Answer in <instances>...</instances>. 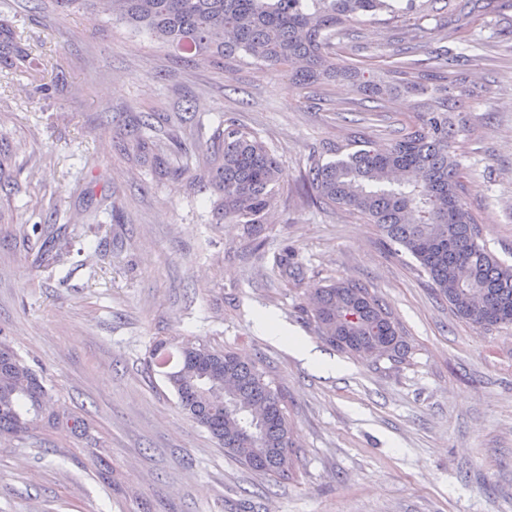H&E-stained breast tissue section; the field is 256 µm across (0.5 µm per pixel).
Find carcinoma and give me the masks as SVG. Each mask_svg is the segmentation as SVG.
Returning a JSON list of instances; mask_svg holds the SVG:
<instances>
[{"label": "carcinoma", "mask_w": 512, "mask_h": 512, "mask_svg": "<svg viewBox=\"0 0 512 512\" xmlns=\"http://www.w3.org/2000/svg\"><path fill=\"white\" fill-rule=\"evenodd\" d=\"M61 12L99 7L112 20L145 31L163 46L184 51L196 65L218 66L240 55L270 70L296 64V82L314 86L339 77L354 81L369 99L401 93L429 97L437 106L419 113L418 123L382 147L368 140L336 147L337 159L311 164L310 187L327 204L346 207L382 229L386 241L410 254L456 314L477 329L512 326V264L481 239L463 205L464 168L456 153L457 131L450 113L463 109L453 95L448 70L460 61L446 53L422 69L395 61L386 80L374 69L336 63L337 43L350 35L358 16L400 9L390 0H53ZM35 84L46 67L13 18L0 14V70ZM155 130L143 113L133 130L136 156L147 158L145 133ZM222 193L221 220L257 231L275 200L282 174L274 153L257 137L233 125L218 131L198 155ZM301 311L332 347L363 349L375 361L405 357L407 345L380 300L361 285L334 282L316 290ZM148 369H163L181 408L242 465L263 476H287L294 464L285 394L260 361L198 340H158ZM48 392L38 375L0 342V434L21 436L69 423L66 410L40 415ZM251 429L249 444L239 434Z\"/></svg>", "instance_id": "obj_1"}]
</instances>
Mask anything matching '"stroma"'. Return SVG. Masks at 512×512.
I'll list each match as a JSON object with an SVG mask.
<instances>
[{"mask_svg":"<svg viewBox=\"0 0 512 512\" xmlns=\"http://www.w3.org/2000/svg\"><path fill=\"white\" fill-rule=\"evenodd\" d=\"M60 81L39 91L0 73V341L81 422L0 437V512H512V328L459 318L409 254L357 214L321 203L312 159L364 134L388 145L419 100L370 107L354 86L296 84L250 60L200 67L99 12H33L9 0ZM415 23L407 42L398 30ZM341 58L376 68L465 52L455 113L462 194L482 238L512 264V0L459 28L451 8L366 16ZM154 116V153L129 132ZM235 123L282 165L259 233L216 223L218 191L181 170ZM287 253L295 276L275 264ZM375 294L404 360L340 352L302 313L330 281ZM273 311L302 356L256 327ZM161 338H197L261 360L287 398L288 478L259 477L178 406L144 362ZM347 366L332 373L331 363ZM153 115L149 112L143 113V115L140 116L139 121L137 122L136 128L133 130L132 134V146L133 149H136L134 153H136V156L139 157L141 160L144 158L145 161H147V140L145 139V133L147 131H154L155 126L152 122Z\"/></svg>","mask_w":512,"mask_h":512,"instance_id":"35a3bbf8","label":"stroma"}]
</instances>
